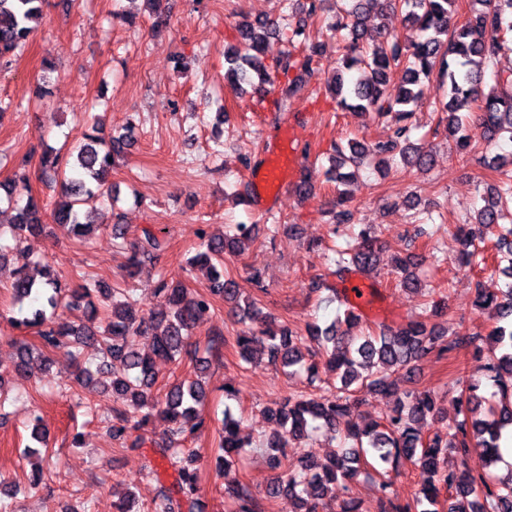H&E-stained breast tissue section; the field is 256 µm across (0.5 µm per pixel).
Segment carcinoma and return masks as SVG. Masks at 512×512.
Here are the masks:
<instances>
[{"instance_id": "cac0c4a2", "label": "carcinoma", "mask_w": 512, "mask_h": 512, "mask_svg": "<svg viewBox=\"0 0 512 512\" xmlns=\"http://www.w3.org/2000/svg\"><path fill=\"white\" fill-rule=\"evenodd\" d=\"M291 13L280 21L244 19L234 25L233 39L224 44V78L257 93L258 102L282 88V97L272 101L279 112L284 101L295 94L300 80L312 75L320 49L303 39L308 22L321 17L326 0H295ZM333 16L326 17L327 28L345 42L339 61V73L329 89L337 108L345 112H374L392 117L393 134L385 140L360 141L331 145L333 156L329 180L342 184L354 177L344 168L359 167L371 157L387 170L398 164L425 169L431 164L424 147L411 141L409 118L420 95L421 77L435 74L447 86L446 97L434 106L441 113L438 126L452 140L456 152H475L467 127L477 122L488 138L504 134L512 139V69L496 68L501 43L512 34V0H472L467 17L456 20L458 0H342ZM45 0H0V69H8L24 51L42 17ZM382 5L401 15L408 31L405 39L378 27L369 29L365 19L374 6ZM288 43V49L268 58L271 40ZM397 82L396 93L389 92ZM131 133L117 132L108 137L92 127L85 141L66 152L49 150L41 157V169L59 180L62 200L46 210L30 194L26 177L0 184L7 203L16 193L25 191L24 205L17 208L16 220L5 237L0 225V260L14 252L21 260L10 289L14 304L29 303L25 311L11 317L19 328L36 329V343L17 347L14 374L31 373L34 362L50 367L52 355L61 352L77 360L83 348L99 347L103 360L96 370L80 368L76 379L91 383L104 371L112 374L108 388L121 406L112 408L109 430L112 440L125 451H136L146 444L156 445V452L177 473V495H164L142 505L132 491L115 504V512H199L201 477L198 469L182 465L183 456H197L184 447L205 424L204 407L208 393L202 380L207 365L196 363V378L169 386L162 396L154 394L160 361L175 362L187 347L193 330L212 309V298L219 296L232 303L241 328L235 345L242 361L253 363L266 359L284 369L304 370L314 380L319 370L334 377L337 385L323 393L293 394L264 413L276 420L282 432L267 439V461L277 472L268 496H288L299 502L300 512H318L327 500L336 496V483L355 478L359 473L382 494L384 512H415L423 502L434 506L441 491L448 493V512H512V474L494 478L490 468L500 460L498 453L502 431L512 427V285L501 295L476 288L475 306L495 311L499 325L486 336L447 335L428 317L409 323L397 331L384 326L363 336H351L331 324L325 328L309 325L306 332L281 328L266 320L253 301H240L230 276L224 274V259L240 256L255 237L257 225L236 224L225 235L201 233V242L189 266L201 264L209 271V285L186 299L187 288L181 282H169L160 276L154 293L161 307L148 314L137 308L136 300L125 288H108L85 278L66 287L59 275L45 265L41 281L26 269L31 256L23 250L24 236L45 232L51 220L68 237L85 243L103 224L96 203L112 199L110 175L118 160L126 156ZM495 183L486 187L475 221L456 227L458 265L469 267L478 257L477 242L484 230L509 219L512 221V157H502L491 167ZM295 192L306 198L314 190V172L309 166L299 170ZM164 242L150 227H144L138 240L130 245L127 276L136 275L146 262L159 259ZM382 240L372 227H362L334 251V273L342 278L353 270L371 272L377 267ZM418 257L408 255L397 262L401 286L419 294L423 290L417 270ZM86 305L84 323L73 325L59 310ZM147 336L151 351L141 354L136 338ZM490 345L489 366L492 375L490 397L477 394L479 382L462 388L458 398L460 415L447 432L424 433L428 420L439 413L437 396L429 391H401L397 374L430 356H440L464 347L475 354ZM386 393L394 397L395 407L380 422L360 425L353 415L358 397L368 393ZM165 418L171 428L167 437L157 442L147 433L153 417ZM239 419L231 410L224 411L218 440L212 454L219 471L239 463L244 443L238 437ZM30 437L47 446V432L39 412L30 414ZM324 428L339 433L350 446L330 461L311 456L298 469L288 465V449L301 447L310 433ZM480 450L479 467L470 466V457ZM417 465L429 473L427 485L413 502L401 504L389 498L390 473L403 463ZM224 497L233 505L232 512H256L259 506L248 485L233 480L224 487Z\"/></svg>"}]
</instances>
